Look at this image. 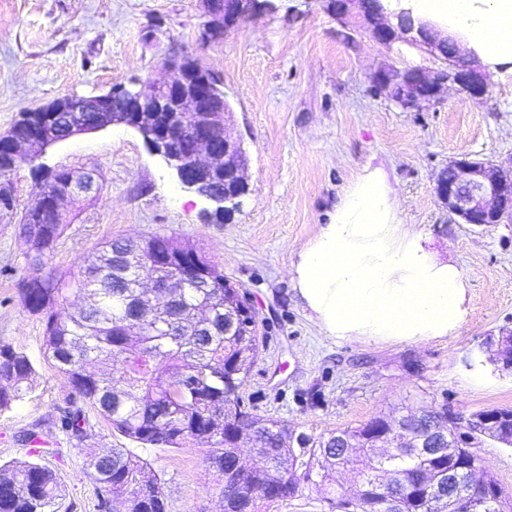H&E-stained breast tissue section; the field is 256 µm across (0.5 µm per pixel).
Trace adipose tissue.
I'll list each match as a JSON object with an SVG mask.
<instances>
[{
  "label": "adipose tissue",
  "mask_w": 512,
  "mask_h": 512,
  "mask_svg": "<svg viewBox=\"0 0 512 512\" xmlns=\"http://www.w3.org/2000/svg\"><path fill=\"white\" fill-rule=\"evenodd\" d=\"M410 8L460 34L487 63L512 64V0H410ZM400 212L385 174L364 169L330 224L298 252L295 287L325 336L422 341L460 327L462 273L404 231Z\"/></svg>",
  "instance_id": "1"
}]
</instances>
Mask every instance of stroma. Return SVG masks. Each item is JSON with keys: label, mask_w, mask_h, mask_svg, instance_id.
I'll return each mask as SVG.
<instances>
[{"label": "stroma", "mask_w": 512, "mask_h": 512, "mask_svg": "<svg viewBox=\"0 0 512 512\" xmlns=\"http://www.w3.org/2000/svg\"><path fill=\"white\" fill-rule=\"evenodd\" d=\"M208 19L205 0H0V134L21 112L58 97L163 81L165 56L183 48L221 78L232 110L225 128L243 140L249 160L248 193L220 222L212 203L184 191L131 128L48 148L44 163L97 171L100 190L81 203L62 201L68 226L44 255V270L76 272L83 257L115 238L164 234L202 249L256 311L260 351L241 389L243 404L298 433L317 436L441 404L466 415L512 407V372L498 370L486 353L492 337L512 328V223H461L435 191L454 157L512 161V69L491 72L485 98L449 88L435 102L406 109L373 93L376 73L410 64L434 71L442 60L412 49L387 52L359 19L338 22L322 0H277L275 10L202 48ZM367 167L383 169L402 198L404 228L421 234L438 261L460 269L466 313L453 335L423 342L329 338L295 289L297 251L329 223ZM11 181L15 208L0 215V340L25 352L36 375L24 399L0 411V464L30 460L27 438L37 434L46 446L41 463L66 490L57 512H96L78 450L130 442L99 419L78 441L56 428L67 382L43 355L42 321L18 296V281L32 267L20 221L43 185L26 165ZM138 454L163 480L169 512H220L222 480L205 450ZM352 483L348 469L324 487L305 480L295 497L262 512H338L327 490Z\"/></svg>", "instance_id": "obj_1"}]
</instances>
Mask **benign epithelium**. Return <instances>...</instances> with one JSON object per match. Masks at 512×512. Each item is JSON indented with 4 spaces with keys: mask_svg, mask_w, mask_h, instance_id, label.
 I'll list each match as a JSON object with an SVG mask.
<instances>
[{
    "mask_svg": "<svg viewBox=\"0 0 512 512\" xmlns=\"http://www.w3.org/2000/svg\"><path fill=\"white\" fill-rule=\"evenodd\" d=\"M210 20L201 33V41L217 39L223 30L245 20L257 10L273 8L274 0H250L251 9L242 12V0H206ZM325 9L344 21L355 15L362 18L369 38L390 50L396 44L438 56L446 66L430 72L420 66L393 67L379 71L374 79L376 90H386L396 103L407 108L430 102L445 85L455 87L470 98L489 92L486 68L474 55L462 53L460 43L451 35L421 21L408 11H387L384 0H324ZM169 79L157 83L146 79L130 90L113 88L108 93L85 97L66 96L33 108L35 112L77 114L91 113V119L76 117L67 122L64 133L57 125L43 123L38 130L17 136L11 144V158L34 166L42 180L53 181L60 170L40 162L46 150L75 136L113 126L136 130L149 149L161 157L180 186L216 205L215 213L236 211L241 206V189L246 184L248 158L243 143L224 133V113L231 111L219 81L192 55L175 50L166 59ZM99 191L93 172L73 174L53 197L41 195L35 202L31 222L36 224L47 210L58 211L59 202L76 193ZM436 192L448 212L465 224L492 227L512 223V166L505 169L491 161L462 155L450 161L438 177ZM239 318L227 326L228 333L248 336L258 327L253 306L238 294ZM496 363L503 370L512 369V331L500 335L493 344ZM498 415L468 416L448 409V425L453 432L437 428L429 435L413 439L412 451L421 457L448 454V469L436 474L424 485L430 501L440 500L444 507L435 512H473L478 505L493 508L499 502V488L484 485L463 493V474L481 467L480 458L472 453L462 460L457 448H471L486 432L492 440L512 447V435L498 430Z\"/></svg>",
    "mask_w": 512,
    "mask_h": 512,
    "instance_id": "benign-epithelium-1",
    "label": "benign epithelium"
}]
</instances>
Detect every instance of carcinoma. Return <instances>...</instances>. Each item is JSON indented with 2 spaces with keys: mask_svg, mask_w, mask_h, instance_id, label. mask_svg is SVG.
Returning a JSON list of instances; mask_svg holds the SVG:
<instances>
[{
  "mask_svg": "<svg viewBox=\"0 0 512 512\" xmlns=\"http://www.w3.org/2000/svg\"><path fill=\"white\" fill-rule=\"evenodd\" d=\"M28 219L24 214L21 233L36 269L19 280V298L27 312L42 319L43 355L67 380L65 407L57 417L66 437L80 439L92 412L142 448L205 447L223 479V512H259L263 504L294 496L300 480L316 474L325 481L337 467L358 477L356 492L338 502L344 512H371L384 500L380 489L390 487L402 492L403 512H429L421 487L448 466V457H407L400 462V477L383 484L377 445H403L409 436L428 432L445 419L448 407L423 413L401 430L399 418L386 415L329 431L350 440L346 449L328 448L320 436L297 449L288 424L240 405L239 389L260 339L225 333L232 297L224 270L202 250L164 235L111 240L67 280L40 269L42 257L64 233L66 218L58 212L43 224ZM145 274L160 284L154 289L158 299L149 305L145 324L130 327L126 316L145 294ZM70 291L87 295L89 304L63 316L58 307ZM117 354L122 364L107 374L86 369L92 360L110 361ZM35 375L30 357L0 340V411L24 398ZM239 430L252 440L248 455L234 445ZM78 453L95 488L96 512H112L119 491L127 493L126 512H168L161 479L131 449L107 451V466L97 448ZM62 497L63 485L51 468L35 460L0 465V512H55Z\"/></svg>",
  "mask_w": 512,
  "mask_h": 512,
  "instance_id": "1",
  "label": "carcinoma"
}]
</instances>
